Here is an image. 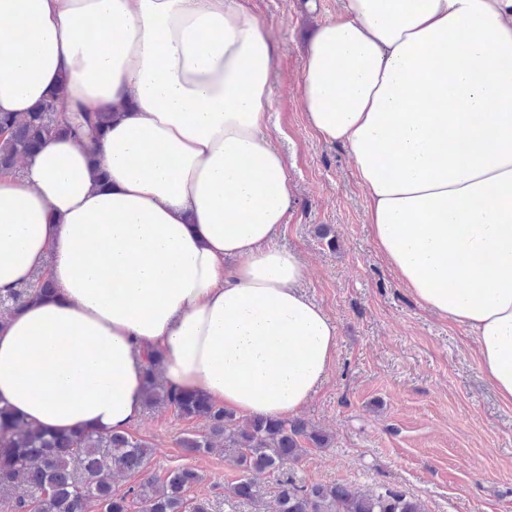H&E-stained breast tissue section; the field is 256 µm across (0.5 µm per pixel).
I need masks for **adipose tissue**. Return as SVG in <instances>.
Returning a JSON list of instances; mask_svg holds the SVG:
<instances>
[{
	"mask_svg": "<svg viewBox=\"0 0 512 512\" xmlns=\"http://www.w3.org/2000/svg\"><path fill=\"white\" fill-rule=\"evenodd\" d=\"M274 47L247 0H0V112L60 93L117 111L0 171V405L57 434L122 432L158 356L168 387L297 414L336 327L275 240L293 197L268 133ZM302 108L345 146L399 281L467 326L512 404V0H341Z\"/></svg>",
	"mask_w": 512,
	"mask_h": 512,
	"instance_id": "1",
	"label": "adipose tissue"
}]
</instances>
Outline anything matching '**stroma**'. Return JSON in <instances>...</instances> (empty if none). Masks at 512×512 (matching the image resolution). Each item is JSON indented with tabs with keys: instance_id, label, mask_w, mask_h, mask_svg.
Wrapping results in <instances>:
<instances>
[{
	"instance_id": "obj_1",
	"label": "stroma",
	"mask_w": 512,
	"mask_h": 512,
	"mask_svg": "<svg viewBox=\"0 0 512 512\" xmlns=\"http://www.w3.org/2000/svg\"><path fill=\"white\" fill-rule=\"evenodd\" d=\"M249 0L276 54L271 135L286 159L293 204L278 245L305 267L301 290L337 330L329 374L301 419L332 438L290 464L305 484L362 490L397 485L428 512H512V405L480 370L471 332L421 304L377 249L368 197L347 149L325 142L307 123L300 87L309 40L336 18L339 0ZM205 419L170 406L145 409L131 433L150 448L147 474L189 465L201 476L195 495L212 512H254L227 494L239 472L223 450L192 456L186 433Z\"/></svg>"
}]
</instances>
